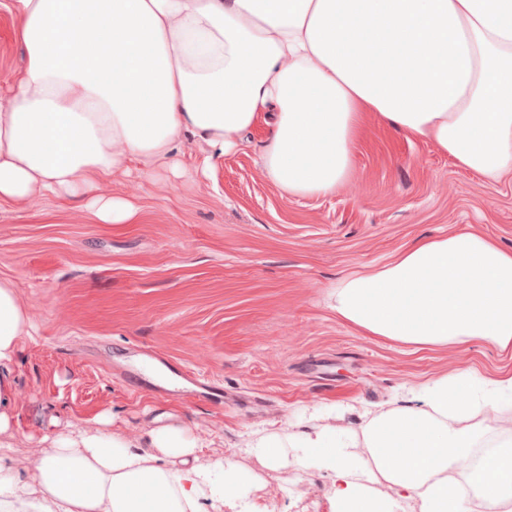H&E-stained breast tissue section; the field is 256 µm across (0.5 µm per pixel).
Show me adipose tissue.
<instances>
[{"label": "adipose tissue", "instance_id": "adipose-tissue-1", "mask_svg": "<svg viewBox=\"0 0 512 512\" xmlns=\"http://www.w3.org/2000/svg\"><path fill=\"white\" fill-rule=\"evenodd\" d=\"M26 62L0 93V203L73 198L105 224L136 217L99 193L114 172L169 163L185 135L228 153L266 129L262 164L292 197L348 178L368 115L435 143L458 166L512 171V0H0ZM338 320L416 347L512 348V250L459 231L423 239L331 294ZM28 309L0 279V512H222L198 443L64 426L23 477L9 466L16 359ZM504 442L480 465L474 420ZM360 431L317 433L301 465L334 477L340 512H390L384 479L420 512H465L451 470L486 512L512 503V375L475 370L403 387ZM494 473L487 481L486 473Z\"/></svg>", "mask_w": 512, "mask_h": 512}]
</instances>
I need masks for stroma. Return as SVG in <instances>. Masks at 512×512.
Returning <instances> with one entry per match:
<instances>
[{"label":"stroma","mask_w":512,"mask_h":512,"mask_svg":"<svg viewBox=\"0 0 512 512\" xmlns=\"http://www.w3.org/2000/svg\"><path fill=\"white\" fill-rule=\"evenodd\" d=\"M263 139L214 156L188 138L177 169L115 172L102 189L136 208L134 224L99 223L82 198L0 206V278L35 325L16 368L18 473L30 474L54 416L143 448L173 425L200 440L196 465L236 462L222 512H337L329 474L294 463L303 433L359 430L365 406L467 366L512 369L487 341L413 348L362 335L327 307L341 278L423 238L471 230L512 249V173L485 178L372 117L348 180L295 198L267 178ZM145 347L188 380L169 394L134 387ZM188 383L221 387L223 405ZM271 432L290 441L287 465L244 451Z\"/></svg>","instance_id":"1"}]
</instances>
